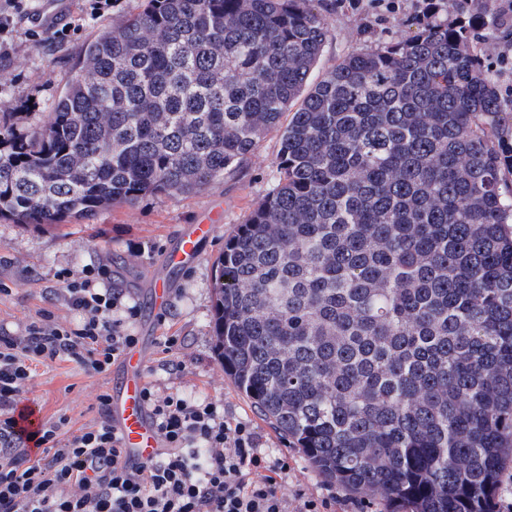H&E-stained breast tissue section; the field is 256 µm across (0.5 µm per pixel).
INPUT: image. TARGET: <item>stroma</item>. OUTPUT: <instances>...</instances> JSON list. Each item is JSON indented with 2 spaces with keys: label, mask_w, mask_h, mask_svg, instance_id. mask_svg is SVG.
Returning <instances> with one entry per match:
<instances>
[{
  "label": "stroma",
  "mask_w": 512,
  "mask_h": 512,
  "mask_svg": "<svg viewBox=\"0 0 512 512\" xmlns=\"http://www.w3.org/2000/svg\"><path fill=\"white\" fill-rule=\"evenodd\" d=\"M415 5L416 0H403L402 9L384 20L343 6L327 11L329 37L314 77H321L350 52L381 48L413 35ZM139 6L140 0H118L111 14L86 19L60 42L46 37L34 43L28 22L19 23L15 51L9 61L0 62V109L17 132L33 131L45 121L54 99L74 78L86 43L103 29L126 20ZM279 147L278 134H268L246 162L190 196H150L46 229L0 219V325L16 331L40 311L75 319L76 311L63 301L49 299L47 289L55 287L60 271L78 272L107 264L113 287L130 293L139 306L132 330L147 345L146 379L163 389L222 401L228 416L249 422L265 451L287 456V494L302 491L314 498L335 497L336 512H387L386 501L319 476L303 453L291 447L237 391L217 356L212 329L214 262L225 238L245 222L273 186ZM216 208L222 211V222L213 241L204 246L192 268L172 273L162 260L163 248L173 244L180 225L194 223ZM169 278L174 281L170 299L162 313H155L147 286L150 281ZM170 335L185 339L179 353L185 367L176 373L163 370L158 363L157 339ZM111 389V375L91 377L74 363L56 362L38 366L20 401L34 406L43 419L67 416L76 429L92 423L97 415L96 395Z\"/></svg>",
  "instance_id": "stroma-1"
}]
</instances>
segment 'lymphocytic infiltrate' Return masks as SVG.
I'll list each match as a JSON object with an SVG mask.
<instances>
[{"label": "lymphocytic infiltrate", "instance_id": "lymphocytic-infiltrate-1", "mask_svg": "<svg viewBox=\"0 0 512 512\" xmlns=\"http://www.w3.org/2000/svg\"><path fill=\"white\" fill-rule=\"evenodd\" d=\"M481 12L483 29L512 30V0L476 9L473 0H423L416 20L430 26L442 12L464 22ZM107 267L74 279L60 274L49 294L78 313L62 322L40 314L19 332L0 331V512H334L332 499L288 497L286 459L262 451L244 420L209 399L143 388L163 453L131 465L112 427L110 396L96 397L92 424L42 420L35 433L17 428L20 394L38 366L68 361L90 376L107 374L137 345L138 307L108 287Z\"/></svg>", "mask_w": 512, "mask_h": 512}]
</instances>
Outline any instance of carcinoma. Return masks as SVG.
Returning <instances> with one entry per match:
<instances>
[{
    "instance_id": "1",
    "label": "carcinoma",
    "mask_w": 512,
    "mask_h": 512,
    "mask_svg": "<svg viewBox=\"0 0 512 512\" xmlns=\"http://www.w3.org/2000/svg\"><path fill=\"white\" fill-rule=\"evenodd\" d=\"M324 0H142L84 48L46 123H0V218L56 227L190 195L279 133L224 242V372L323 478L390 512H492L512 463V196L469 27L309 82Z\"/></svg>"
}]
</instances>
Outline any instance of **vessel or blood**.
Instances as JSON below:
<instances>
[{
    "mask_svg": "<svg viewBox=\"0 0 512 512\" xmlns=\"http://www.w3.org/2000/svg\"><path fill=\"white\" fill-rule=\"evenodd\" d=\"M221 221L219 211H211L198 223L181 225L176 243L166 253V263L175 272H183L200 257L203 242L211 239ZM111 394L112 425L121 437L126 460L140 463L156 456L161 438L143 398L145 365L140 348H132L121 358L114 372Z\"/></svg>",
    "mask_w": 512,
    "mask_h": 512,
    "instance_id": "vessel-or-blood-1",
    "label": "vessel or blood"
}]
</instances>
